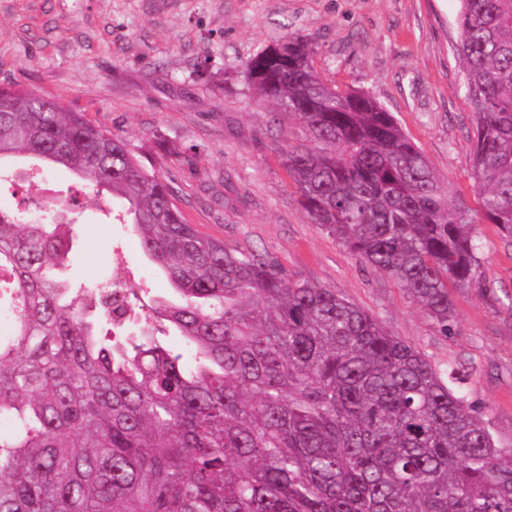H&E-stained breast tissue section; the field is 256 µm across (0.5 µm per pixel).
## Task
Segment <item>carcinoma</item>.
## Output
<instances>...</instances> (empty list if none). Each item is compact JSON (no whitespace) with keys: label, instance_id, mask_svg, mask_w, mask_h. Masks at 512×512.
I'll use <instances>...</instances> for the list:
<instances>
[{"label":"carcinoma","instance_id":"obj_1","mask_svg":"<svg viewBox=\"0 0 512 512\" xmlns=\"http://www.w3.org/2000/svg\"><path fill=\"white\" fill-rule=\"evenodd\" d=\"M471 178L512 240V0H460ZM246 67L294 121L282 165L302 205L362 263L448 328L476 279L472 210L453 200L394 115L340 91L287 34ZM32 155L123 202L170 293L137 341H110L108 283L60 277L76 259L64 205L0 207V512H512V448L442 372L342 293L199 232L125 140L54 97L0 88V161ZM165 323L194 365L154 336Z\"/></svg>","mask_w":512,"mask_h":512}]
</instances>
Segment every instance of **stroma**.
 Here are the masks:
<instances>
[{"label":"stroma","mask_w":512,"mask_h":512,"mask_svg":"<svg viewBox=\"0 0 512 512\" xmlns=\"http://www.w3.org/2000/svg\"><path fill=\"white\" fill-rule=\"evenodd\" d=\"M458 10V0H0V85L62 98L123 137L202 234L336 289L439 370L464 364L469 401L512 448V244L478 221L480 285L453 290L455 316L442 327L311 221L280 164L295 129L257 101L246 75L247 61L284 34L307 38L319 74L393 112L454 199L474 209L476 117L456 51ZM42 187L16 186L0 203L77 201L75 284L106 281L119 256L134 273L136 312L168 293L130 225L110 222V200L92 199L63 168Z\"/></svg>","instance_id":"stroma-1"}]
</instances>
